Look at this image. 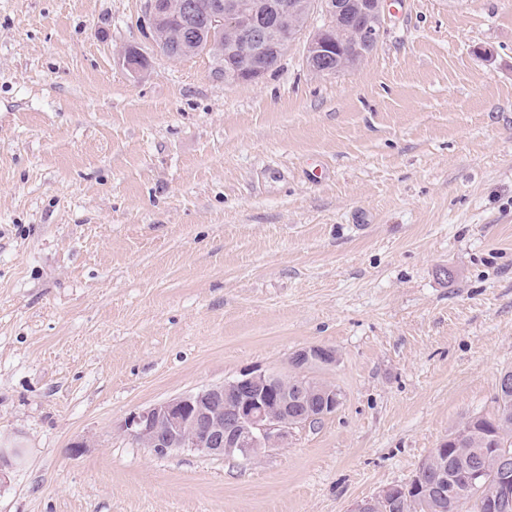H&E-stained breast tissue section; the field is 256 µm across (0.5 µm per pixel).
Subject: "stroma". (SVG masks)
<instances>
[{
	"label": "stroma",
	"mask_w": 512,
	"mask_h": 512,
	"mask_svg": "<svg viewBox=\"0 0 512 512\" xmlns=\"http://www.w3.org/2000/svg\"><path fill=\"white\" fill-rule=\"evenodd\" d=\"M357 67L165 57L145 0H0V512H351L512 369V0H390ZM129 46L145 61L131 73ZM334 348L258 459L132 413Z\"/></svg>",
	"instance_id": "obj_1"
}]
</instances>
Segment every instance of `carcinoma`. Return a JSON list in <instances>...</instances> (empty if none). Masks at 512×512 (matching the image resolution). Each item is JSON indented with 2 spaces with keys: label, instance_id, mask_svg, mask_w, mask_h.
I'll return each mask as SVG.
<instances>
[{
  "label": "carcinoma",
  "instance_id": "1",
  "mask_svg": "<svg viewBox=\"0 0 512 512\" xmlns=\"http://www.w3.org/2000/svg\"><path fill=\"white\" fill-rule=\"evenodd\" d=\"M489 415L469 416L449 435L462 442L434 450L414 479L421 490L399 506V512H489L497 494L499 462L512 460V370L504 371Z\"/></svg>",
  "mask_w": 512,
  "mask_h": 512
}]
</instances>
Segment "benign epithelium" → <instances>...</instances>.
<instances>
[{"mask_svg":"<svg viewBox=\"0 0 512 512\" xmlns=\"http://www.w3.org/2000/svg\"><path fill=\"white\" fill-rule=\"evenodd\" d=\"M317 13L324 17L319 27L300 29L288 23L291 16L309 19ZM145 18L163 54L168 50L161 34L175 19L184 28L180 57L209 55L219 63L217 72L231 71L241 83L261 80L266 58L279 55L302 36L306 37L307 67L330 75V58L340 51L330 39L333 26L351 18L361 20L362 41L355 54L364 58L377 47L389 23L386 0H208L202 8L194 0H146ZM226 32L254 48L253 60L245 64L232 57L224 47ZM121 60L133 73L143 68L142 57L133 47L121 53ZM296 362L304 368L315 363L332 365L336 350L301 349ZM339 403L336 393L329 392L322 405L313 406L306 381L301 379L290 388L276 374L251 372L135 413L123 428L158 455L187 448L209 456L253 459L267 444L287 440L295 421L301 419L307 425L325 418Z\"/></svg>","mask_w":512,"mask_h":512,"instance_id":"obj_1","label":"benign epithelium"}]
</instances>
